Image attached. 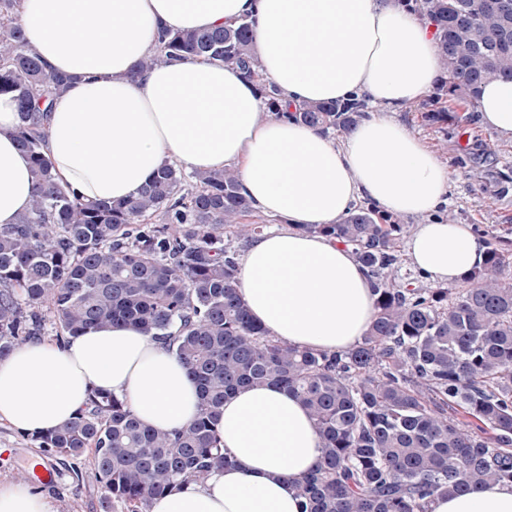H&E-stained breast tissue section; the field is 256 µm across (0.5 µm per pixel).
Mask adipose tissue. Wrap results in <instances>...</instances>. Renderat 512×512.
Masks as SVG:
<instances>
[{"label": "adipose tissue", "mask_w": 512, "mask_h": 512, "mask_svg": "<svg viewBox=\"0 0 512 512\" xmlns=\"http://www.w3.org/2000/svg\"><path fill=\"white\" fill-rule=\"evenodd\" d=\"M249 20L264 76L286 103L366 98L342 140L282 118H262L255 86L234 67L187 57L137 70L159 27L174 31ZM45 69L71 75L55 95L44 150L85 202L131 199L166 164L236 170L243 195L280 229L237 260L235 286L272 336L336 354L374 318V282L350 247L307 234L337 224L367 199L385 212L424 215L408 241L413 266L439 283L479 267L486 246L467 225L437 219L448 170L394 112L429 94L440 76L433 28L403 0H24L19 16ZM478 112L512 138V80L483 85ZM17 104L0 95V225L28 212L29 156L17 145ZM101 389L127 400L141 423L187 427L196 383L171 349L130 324L104 325L60 345L33 341L0 360V421L37 436L68 422ZM217 438L234 466L204 484L155 497L151 512H300L295 489L321 455L303 401L277 384L227 397ZM0 512H56L29 483L0 480ZM432 512H512V485L437 497Z\"/></svg>", "instance_id": "adipose-tissue-1"}]
</instances>
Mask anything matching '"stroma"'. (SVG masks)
Masks as SVG:
<instances>
[{"label": "stroma", "mask_w": 512, "mask_h": 512, "mask_svg": "<svg viewBox=\"0 0 512 512\" xmlns=\"http://www.w3.org/2000/svg\"><path fill=\"white\" fill-rule=\"evenodd\" d=\"M445 110L437 125L424 119L427 109ZM397 121L419 137L448 169V207L453 223L492 231L512 249V139L486 130L478 112L467 113L433 90L403 111ZM49 458L58 476L48 484L58 512H102L100 485L91 467L61 454H45L32 437L0 423V479L22 481L30 464Z\"/></svg>", "instance_id": "stroma-1"}]
</instances>
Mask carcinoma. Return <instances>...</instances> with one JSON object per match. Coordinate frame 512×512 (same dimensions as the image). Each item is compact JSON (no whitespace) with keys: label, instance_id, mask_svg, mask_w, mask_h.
I'll return each mask as SVG.
<instances>
[{"label":"carcinoma","instance_id":"cac0c4a2","mask_svg":"<svg viewBox=\"0 0 512 512\" xmlns=\"http://www.w3.org/2000/svg\"><path fill=\"white\" fill-rule=\"evenodd\" d=\"M23 0H0V94L18 104L19 146L35 181L30 211L0 225V359L42 335L46 304L56 340L108 323L132 324L172 347L199 388V413L172 431L140 423L127 401L95 390L39 447L87 458L103 512H150L154 497L202 484L235 464L216 436L224 400L242 387L279 384L307 406L321 457L298 483L301 512H431L442 495L512 484V251L486 236L483 264L462 283L413 286L400 274L407 225L373 206L339 224H308L353 249L375 281V315L362 341L329 355L283 342L254 324L234 287L229 232L254 207L236 171L187 173L164 165L132 199L85 204L44 155L49 100L71 82L48 71L16 22ZM435 28L448 95L470 108L481 84L512 78V11L487 0H414ZM247 21L233 28L158 33L138 69L193 56L240 68L268 111L348 132L360 100L281 105L255 65Z\"/></svg>","mask_w":512,"mask_h":512}]
</instances>
